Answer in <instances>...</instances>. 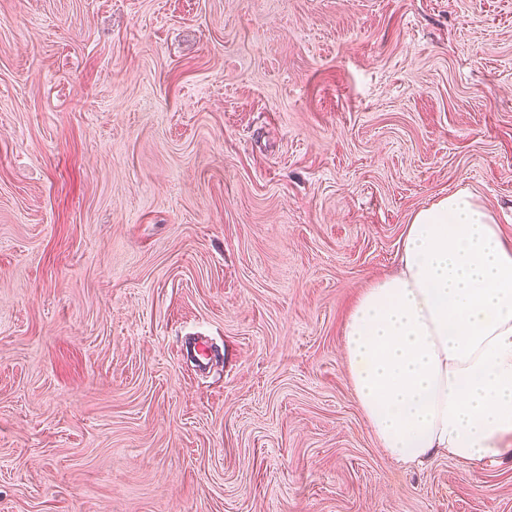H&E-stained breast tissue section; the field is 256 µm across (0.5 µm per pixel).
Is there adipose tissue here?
<instances>
[{
    "label": "adipose tissue",
    "mask_w": 512,
    "mask_h": 512,
    "mask_svg": "<svg viewBox=\"0 0 512 512\" xmlns=\"http://www.w3.org/2000/svg\"><path fill=\"white\" fill-rule=\"evenodd\" d=\"M343 334L389 456L479 466L512 454V240L469 188L413 214L398 271L364 289Z\"/></svg>",
    "instance_id": "obj_1"
}]
</instances>
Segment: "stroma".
I'll return each mask as SVG.
<instances>
[{"instance_id": "stroma-1", "label": "stroma", "mask_w": 512, "mask_h": 512, "mask_svg": "<svg viewBox=\"0 0 512 512\" xmlns=\"http://www.w3.org/2000/svg\"><path fill=\"white\" fill-rule=\"evenodd\" d=\"M460 187L512 238V0H0V512H512L346 368Z\"/></svg>"}]
</instances>
